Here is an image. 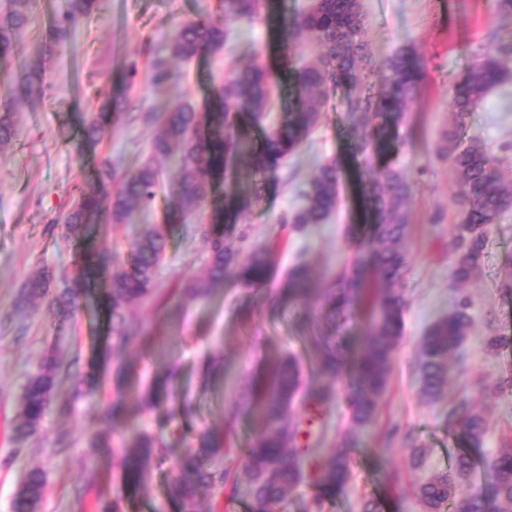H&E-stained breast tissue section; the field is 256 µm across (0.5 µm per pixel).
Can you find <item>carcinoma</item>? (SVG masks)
Wrapping results in <instances>:
<instances>
[{"instance_id":"cac0c4a2","label":"carcinoma","mask_w":512,"mask_h":512,"mask_svg":"<svg viewBox=\"0 0 512 512\" xmlns=\"http://www.w3.org/2000/svg\"><path fill=\"white\" fill-rule=\"evenodd\" d=\"M32 0H9L7 15L0 16V64L12 70L11 80L0 96V146L14 134V113L18 105L34 101L42 92V68L12 58L13 47L28 21ZM93 0H69L49 38L65 40L81 19L92 9ZM267 8L266 0H218L215 14L181 25L167 42L171 58L185 62L202 54H216L224 49L235 22H254ZM362 0H312L304 11L284 21L283 37L289 42L309 40L319 54L284 73L289 94L297 107L276 126L262 127L273 102L275 75L260 56L233 68L215 87L216 104L201 113L185 100L163 112H146L144 120L156 127L150 153L133 170L117 172L104 161L97 181L78 190L75 203L64 219L65 237L75 249L76 262L83 264L84 244L92 221L107 215V224H124L133 207L150 208L156 198L159 169L156 161L164 159L180 172L169 191L170 207L181 216L202 214V236L210 246L211 260L205 277L188 289L193 299L208 297L231 272L248 286H262L273 275L275 255L270 249H256L245 257L226 244L224 224L240 219L257 203V192L243 187L221 190L224 162L228 158L244 160L257 173L275 171L289 155L298 151L317 126L328 87H344L355 93L351 100L348 129L354 146L374 158L385 157L395 147L399 129L415 100L424 75L420 55L412 48H400L383 63L386 81L377 95L365 93L368 75L364 72L367 42ZM512 60V35L495 29L487 43L468 67L456 78L450 97L453 126L441 136L439 153L451 162L462 193L457 201L460 232L453 242L456 262L452 271L455 282L467 281L479 266L487 227L499 214L512 208V183L502 177L495 159L481 146L461 144L459 132L469 115L480 106L488 92L503 79L502 62ZM137 66H126L121 84L104 92L103 111L87 123L83 141L95 142L112 121L127 115L129 92L136 84ZM261 129L260 142L253 134ZM342 176L339 160L318 162L303 194L302 205L284 223L298 226L324 224L336 210L338 187ZM410 187L395 167L387 164L378 176L364 183L363 219L347 229L353 241H364L371 251L367 262L359 264L351 280L331 292L327 309L332 316L343 313L355 299L372 292L375 310L364 346L345 369L339 350L324 351L318 359L319 370L334 378L349 371L350 387L345 396L351 423L356 428L372 419L377 400L388 385L395 349L402 336L404 298L395 288L406 262L400 244L407 235ZM168 229L163 225L144 228L133 243L130 268L113 269L109 249L96 251L95 279L104 284L109 300V318L113 334L121 341L114 352L123 356V345L138 331L129 312L151 295L155 278L167 248ZM84 274L67 279L53 292L56 312L69 316L78 307L83 293ZM50 292V278L40 272L31 276L21 301L42 297ZM315 293L306 264L296 263L285 273L277 300L295 303ZM472 325L469 303L464 301L453 313L435 322L423 337L419 354L421 393L429 400L442 396L447 383L448 355L466 339ZM56 360L44 363L39 371L26 375L20 395V410L14 432L23 441L36 434L51 408L55 386ZM173 395L172 379L167 374L154 378L143 395V405L154 409ZM335 399L331 385L303 387L299 361L292 358L276 362L271 378L264 386L260 430L244 449L241 468L224 463L217 470L209 465L224 459L223 435L203 432L197 446L176 457L169 483V495L180 512H199L203 490L222 493L225 486L236 489L239 477L246 478L253 497V512H283L289 491L310 479L316 486L308 512H324L325 504L342 494L349 481L348 448L353 431H345L337 447L319 460L308 446L301 444L302 421L295 404L303 411L317 413ZM458 444L462 448L480 447L485 431L484 418L464 404L457 413ZM177 418L169 410L156 419L157 434L140 433L123 442L121 468L127 497L140 493L146 471L155 458L178 448L183 433L169 429ZM111 427L96 433L91 447L114 451ZM454 474H438L417 489V496L427 512H505L512 506V448H503L491 462L488 483L462 491L454 476H465L474 469L469 453L458 455ZM43 494V475L31 471L13 499L11 512H38Z\"/></svg>"}]
</instances>
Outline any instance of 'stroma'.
Listing matches in <instances>:
<instances>
[{
  "label": "stroma",
  "instance_id": "stroma-1",
  "mask_svg": "<svg viewBox=\"0 0 512 512\" xmlns=\"http://www.w3.org/2000/svg\"><path fill=\"white\" fill-rule=\"evenodd\" d=\"M68 0H34L29 24L14 48L16 61H41L43 91L16 114L12 141L0 149V512L11 501L28 472L41 470L44 489L39 512H95L97 501L121 500L124 512H180L167 494L171 458L154 461L141 494L127 498L117 456L103 457L89 446L102 429L103 404L119 399L126 413L119 434L155 431L153 411L138 400L153 378L173 376L178 400L194 411L178 417L186 445L204 431L226 435L230 447L242 449L258 430L261 401L258 380L279 358L293 356L302 364L304 383H318L315 358L320 348L359 346L370 322L360 305L345 318L331 319L321 300L274 309L270 300L295 259L312 271L319 291H326L358 258L359 249L345 236L361 219L358 198L362 183L382 160L356 151L347 136L349 93L329 92L316 130L298 153L273 174L254 173L237 163L235 182L260 187L257 205L237 223L226 225L227 242L243 251L279 248L274 276L261 288L226 279L207 299L191 300L188 285L210 262L209 246L193 216L178 218L169 210V184L177 176L168 162L158 165L161 179L154 206L134 210L128 223L98 226L93 241L110 248L114 266L129 267L131 246L148 224L172 228L154 295L132 311L143 328L131 341L117 376L112 360L108 300L99 284H91L74 315L61 317L50 297L17 309V299L34 270L48 269L55 281L75 275L73 247L64 239L63 220L79 187L95 180L102 161L121 171L148 152L152 126L121 122L108 128L84 157L74 147L88 118L98 112L99 93L115 83L123 67L136 63L138 80L131 102L142 112H159L177 100L199 110L212 105L210 95L232 65L261 53L273 71L313 57L312 43L281 47L267 18L235 24L224 49L190 62L166 59L169 82L152 87L148 76L172 31L180 23L211 13L215 0H95L90 14L71 36L47 48L46 36ZM367 14V69L372 90L384 87L382 62L396 49L411 47L425 60L424 80L390 160L411 186L410 223L402 244L406 267L399 287L406 300L403 335L398 343L389 383L372 421L355 434L350 450L346 491L328 502L325 512H361L363 501H380L383 512H426L415 489L434 475L451 472L459 453L456 413L467 402L486 420V432L475 450L473 471L461 477L462 489L490 477L489 465L500 449L512 447V390L493 392L496 382L512 378V345L488 348L491 336H512V210L504 211L486 234V248L470 281L453 287L451 270L458 234L455 199L460 191L455 171L438 156V136L450 126V88L471 62L490 30L499 25L493 0H363ZM150 54H141V47ZM502 83L469 116L464 143L489 150L505 180L512 182V61ZM343 164L338 208L328 223L287 232L281 218L296 210L317 161ZM468 301L473 316L469 335L448 361V381L435 401L420 392L419 351L430 325ZM58 352L63 365L55 384L53 406L38 433L14 438V425L25 375ZM95 373L102 397L78 395L80 381ZM337 399L324 422L311 428L321 436L316 455L324 457L337 431L349 425L342 396L344 380H336ZM419 465H412V455Z\"/></svg>",
  "mask_w": 512,
  "mask_h": 512
}]
</instances>
